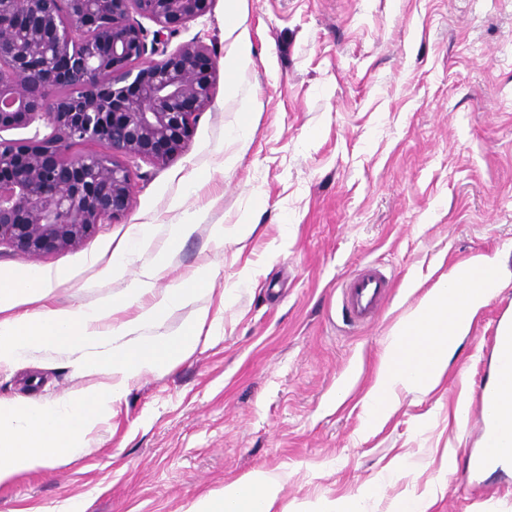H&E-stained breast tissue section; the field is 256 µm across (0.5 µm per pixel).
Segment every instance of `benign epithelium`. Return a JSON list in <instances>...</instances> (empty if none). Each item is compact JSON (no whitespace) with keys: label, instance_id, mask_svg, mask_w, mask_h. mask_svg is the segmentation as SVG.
<instances>
[{"label":"benign epithelium","instance_id":"7a95c632","mask_svg":"<svg viewBox=\"0 0 512 512\" xmlns=\"http://www.w3.org/2000/svg\"><path fill=\"white\" fill-rule=\"evenodd\" d=\"M211 2L0 0V246L39 256L81 244L129 209L132 161L184 150L212 101L215 57L192 41L139 64L147 30L130 14L157 26L159 45ZM84 143L107 151L71 154Z\"/></svg>","mask_w":512,"mask_h":512}]
</instances>
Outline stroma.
Masks as SVG:
<instances>
[{"label": "stroma", "instance_id": "35a3bbf8", "mask_svg": "<svg viewBox=\"0 0 512 512\" xmlns=\"http://www.w3.org/2000/svg\"><path fill=\"white\" fill-rule=\"evenodd\" d=\"M226 0L168 35L217 61L211 104L173 160H137L129 210L78 246L41 256L0 248V276L46 277L36 308L94 306L123 293L109 275L140 231L135 263L163 256V283L207 271L170 310L176 333L209 309L210 336L133 384L78 459L0 486V512H184L198 496L263 469L282 504L354 495L380 481L373 512L436 487L427 512H512V465L473 472L459 398L494 376L486 342L512 319V280L478 313L440 385L402 395L363 431L364 401L393 326L456 264L500 254L512 272V0ZM252 46L235 75L227 61ZM249 134L230 141L241 116ZM196 228L171 243V225ZM257 226L218 245L215 226ZM396 282L380 318L346 326L340 288L361 264ZM254 278L239 285L243 269ZM66 353L0 369V399L56 401L98 383ZM454 468L444 469L445 454ZM498 489L471 498L472 483Z\"/></svg>", "mask_w": 512, "mask_h": 512}]
</instances>
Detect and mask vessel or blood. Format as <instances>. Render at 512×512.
I'll return each mask as SVG.
<instances>
[{
	"label": "vessel or blood",
	"mask_w": 512,
	"mask_h": 512,
	"mask_svg": "<svg viewBox=\"0 0 512 512\" xmlns=\"http://www.w3.org/2000/svg\"><path fill=\"white\" fill-rule=\"evenodd\" d=\"M394 290V280L379 265L368 262L351 276L341 293L343 318L349 325L365 327L374 323L385 310ZM495 353V377L476 395L479 424L475 436L479 442L471 449L476 470L499 467L512 461V400L503 389L512 385V325L502 327L492 338Z\"/></svg>",
	"instance_id": "vessel-or-blood-1"
}]
</instances>
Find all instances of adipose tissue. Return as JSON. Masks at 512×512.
Masks as SVG:
<instances>
[{"mask_svg": "<svg viewBox=\"0 0 512 512\" xmlns=\"http://www.w3.org/2000/svg\"><path fill=\"white\" fill-rule=\"evenodd\" d=\"M161 266L158 260L141 265L131 288L94 308L29 312L25 303L47 296V279L0 280V368L12 367L37 350H57L84 373L105 377L62 402L0 401V485L58 459L79 458L85 437L132 384L197 349L208 310H199L191 327L181 333L155 334L151 328L205 288L206 277L200 273L161 289ZM281 491L279 482L257 470L196 498L186 512H277Z\"/></svg>", "mask_w": 512, "mask_h": 512, "instance_id": "ef3b65f1", "label": "adipose tissue"}]
</instances>
